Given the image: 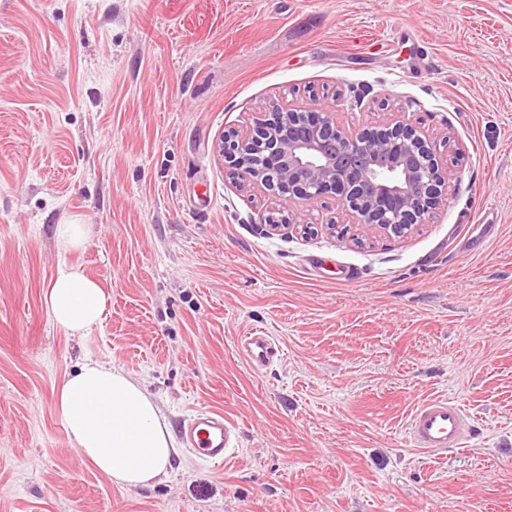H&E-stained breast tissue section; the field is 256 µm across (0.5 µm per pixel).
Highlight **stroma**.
Masks as SVG:
<instances>
[{
	"label": "stroma",
	"instance_id": "stroma-1",
	"mask_svg": "<svg viewBox=\"0 0 512 512\" xmlns=\"http://www.w3.org/2000/svg\"><path fill=\"white\" fill-rule=\"evenodd\" d=\"M312 102L450 137L433 218L377 234L229 176L225 132ZM65 263L112 295L85 337L43 301ZM86 357L170 426L223 410L238 456L113 484L53 408ZM433 395L476 427L440 457L407 435ZM0 512H512V0H0ZM56 235L64 248L78 249L86 242L87 229L84 224H60L57 225ZM238 350L244 359L255 368H266L278 356L271 336L262 334H250L242 336L238 342Z\"/></svg>",
	"mask_w": 512,
	"mask_h": 512
}]
</instances>
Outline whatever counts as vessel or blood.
<instances>
[{
    "label": "vessel or blood",
    "instance_id": "b4317fda",
    "mask_svg": "<svg viewBox=\"0 0 512 512\" xmlns=\"http://www.w3.org/2000/svg\"><path fill=\"white\" fill-rule=\"evenodd\" d=\"M238 350L253 367L265 368L278 356L271 337L250 334L241 337ZM409 440L421 450L442 453L461 448L472 436L470 416L453 400L434 397L420 404L410 416ZM179 437L185 448L205 461L221 463L238 450V428L223 412L197 411L179 425Z\"/></svg>",
    "mask_w": 512,
    "mask_h": 512
}]
</instances>
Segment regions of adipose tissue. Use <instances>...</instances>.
<instances>
[{
  "mask_svg": "<svg viewBox=\"0 0 512 512\" xmlns=\"http://www.w3.org/2000/svg\"><path fill=\"white\" fill-rule=\"evenodd\" d=\"M111 299L80 267L67 264L44 294L51 321L70 336L99 325ZM54 409L72 449L116 485L137 487L167 475L174 437L153 396L124 369L84 359L61 382Z\"/></svg>",
  "mask_w": 512,
  "mask_h": 512,
  "instance_id": "obj_1",
  "label": "adipose tissue"
}]
</instances>
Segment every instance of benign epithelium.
I'll return each mask as SVG.
<instances>
[{"label":"benign epithelium","instance_id":"obj_1","mask_svg":"<svg viewBox=\"0 0 512 512\" xmlns=\"http://www.w3.org/2000/svg\"><path fill=\"white\" fill-rule=\"evenodd\" d=\"M230 174L285 202L333 194L367 230L400 235L423 224L448 195L437 142L397 121L346 130L319 103L275 108L244 136L226 135Z\"/></svg>","mask_w":512,"mask_h":512}]
</instances>
